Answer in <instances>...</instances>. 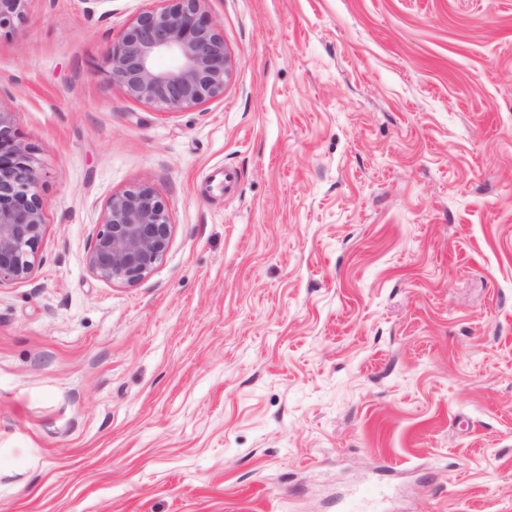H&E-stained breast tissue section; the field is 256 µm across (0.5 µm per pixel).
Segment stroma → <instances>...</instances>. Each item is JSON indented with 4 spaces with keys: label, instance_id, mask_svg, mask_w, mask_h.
I'll list each match as a JSON object with an SVG mask.
<instances>
[{
    "label": "stroma",
    "instance_id": "1",
    "mask_svg": "<svg viewBox=\"0 0 512 512\" xmlns=\"http://www.w3.org/2000/svg\"><path fill=\"white\" fill-rule=\"evenodd\" d=\"M150 0H27L0 107L40 171L0 284V512H512V0H206L223 97L108 77ZM166 202L134 286L87 249ZM168 208L149 186L113 194L87 254L90 271L100 279L128 286L153 273L171 241Z\"/></svg>",
    "mask_w": 512,
    "mask_h": 512
}]
</instances>
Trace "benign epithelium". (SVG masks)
<instances>
[{"label":"benign epithelium","instance_id":"7a95c632","mask_svg":"<svg viewBox=\"0 0 512 512\" xmlns=\"http://www.w3.org/2000/svg\"><path fill=\"white\" fill-rule=\"evenodd\" d=\"M26 0H0V29L24 19ZM112 42V85L138 102L181 112L224 95L231 58L224 31L204 10L205 0H157ZM160 57L168 67H157ZM39 172L31 149L0 109V283L24 282L35 269L44 232ZM171 224L162 197L149 186L112 195L87 254L97 277L135 286L168 251Z\"/></svg>","mask_w":512,"mask_h":512}]
</instances>
